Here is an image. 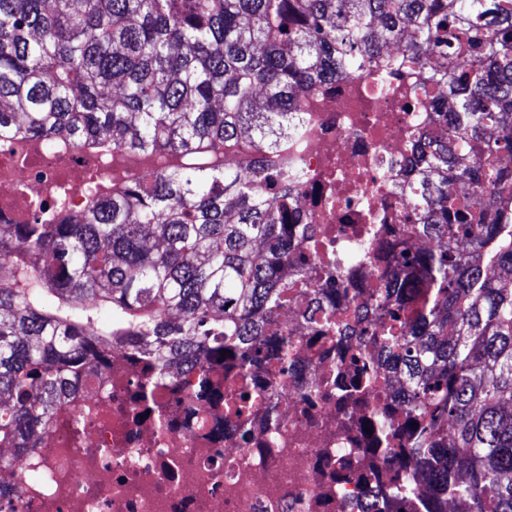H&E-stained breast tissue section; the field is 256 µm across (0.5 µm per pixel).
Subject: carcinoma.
<instances>
[{
	"label": "carcinoma",
	"instance_id": "1",
	"mask_svg": "<svg viewBox=\"0 0 512 512\" xmlns=\"http://www.w3.org/2000/svg\"><path fill=\"white\" fill-rule=\"evenodd\" d=\"M410 29L406 51L441 58L433 86L451 106L402 186L407 231L443 246L400 253L352 322L330 305L344 280L305 293L319 336L376 354L357 386L401 381L404 423L379 409L370 425L399 467L363 512H399L412 470L421 512H512V0H0V137L182 158L76 220L0 224V448H34L115 352L147 386L179 369L205 389L215 366L288 371V237L311 225L289 223L288 168L211 153L243 133L270 148L297 93Z\"/></svg>",
	"mask_w": 512,
	"mask_h": 512
}]
</instances>
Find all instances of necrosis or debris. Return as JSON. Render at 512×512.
Segmentation results:
<instances>
[{"mask_svg":"<svg viewBox=\"0 0 512 512\" xmlns=\"http://www.w3.org/2000/svg\"><path fill=\"white\" fill-rule=\"evenodd\" d=\"M435 66L389 51L360 75L300 94L298 125L273 155L298 168L292 208L313 227L293 239L287 278L320 283L337 262L349 287L337 316L363 306L394 271L395 252L417 246L402 230L409 208L399 184L422 132L441 122L429 82ZM177 162L166 153L52 146L23 133L1 138L0 224L53 209L81 217L90 200ZM307 303L292 295L280 318V331L294 338L287 373L253 369L239 415L181 371L143 402L140 364L113 354L36 448L0 469V512H353L395 468L370 456L365 423L383 404L402 421L399 390L388 379L365 398H346L337 380H349L354 358L370 354L340 336L316 342Z\"/></svg>","mask_w":512,"mask_h":512,"instance_id":"4bbe7bcc","label":"necrosis or debris"}]
</instances>
